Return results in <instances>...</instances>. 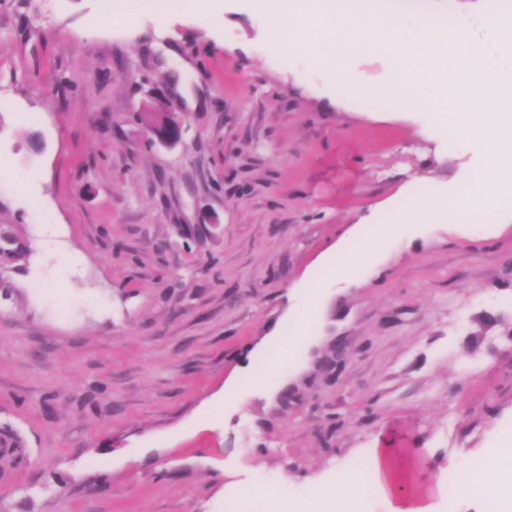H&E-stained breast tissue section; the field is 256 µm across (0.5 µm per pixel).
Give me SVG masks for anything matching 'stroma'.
<instances>
[{"label": "stroma", "instance_id": "1", "mask_svg": "<svg viewBox=\"0 0 512 512\" xmlns=\"http://www.w3.org/2000/svg\"><path fill=\"white\" fill-rule=\"evenodd\" d=\"M406 22L512 18V0H349ZM0 0V512H324L332 484L399 448L433 512L448 477L512 431V209L409 224L322 285L316 356L271 395L209 406L263 370L254 346L354 225L395 224L487 160L434 124L418 69L357 55L362 107L321 66L281 63L253 0ZM166 16L158 24V16ZM175 102L184 137L135 113ZM146 128L152 141L156 140L164 145L175 146L183 138L182 121L173 107L163 112L159 121L148 123Z\"/></svg>", "mask_w": 512, "mask_h": 512}]
</instances>
